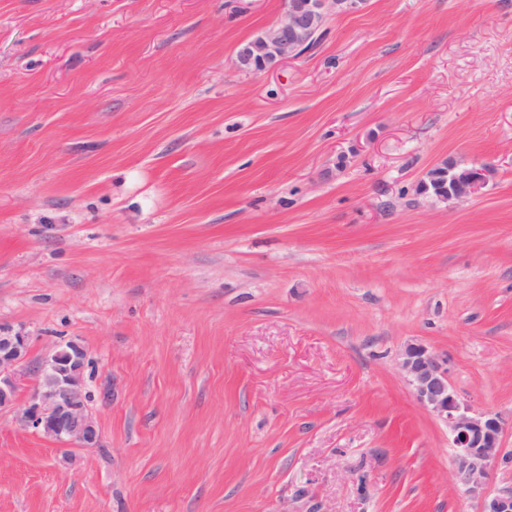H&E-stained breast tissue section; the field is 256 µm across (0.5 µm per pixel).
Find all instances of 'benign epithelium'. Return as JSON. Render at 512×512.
Returning a JSON list of instances; mask_svg holds the SVG:
<instances>
[{
  "mask_svg": "<svg viewBox=\"0 0 512 512\" xmlns=\"http://www.w3.org/2000/svg\"><path fill=\"white\" fill-rule=\"evenodd\" d=\"M364 0H284L283 19L257 36L237 55L243 70L261 72L302 56L309 41L332 12L356 11ZM494 175L487 164L458 173L448 170L452 189L448 197H472ZM30 337L21 329L0 323V411L9 410L26 427L63 445L96 448L100 433L89 406L86 384L87 352L76 341L55 345L44 358L28 360ZM401 369L414 394L448 427L454 452V477L467 493L483 497L481 512H512V487L485 495L493 465L504 458L501 418L473 410L449 383L448 368L423 346H410L402 355ZM32 379L27 399L18 400L22 383Z\"/></svg>",
  "mask_w": 512,
  "mask_h": 512,
  "instance_id": "7a95c632",
  "label": "benign epithelium"
}]
</instances>
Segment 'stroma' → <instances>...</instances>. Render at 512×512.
I'll return each mask as SVG.
<instances>
[{"label":"stroma","mask_w":512,"mask_h":512,"mask_svg":"<svg viewBox=\"0 0 512 512\" xmlns=\"http://www.w3.org/2000/svg\"><path fill=\"white\" fill-rule=\"evenodd\" d=\"M0 0V323L88 351L99 447L0 412V512H479L407 347L505 422L512 0ZM494 165L478 196L422 192ZM364 0H285L283 19L257 36L237 55L243 70L261 72L273 64L295 59L310 49L313 34L329 13L356 11Z\"/></svg>","instance_id":"1"}]
</instances>
